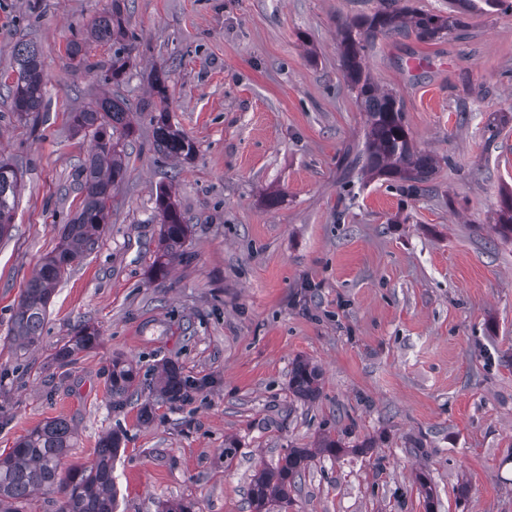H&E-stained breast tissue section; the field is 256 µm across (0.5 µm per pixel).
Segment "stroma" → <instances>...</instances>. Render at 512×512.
Here are the masks:
<instances>
[{
	"label": "stroma",
	"instance_id": "1",
	"mask_svg": "<svg viewBox=\"0 0 512 512\" xmlns=\"http://www.w3.org/2000/svg\"><path fill=\"white\" fill-rule=\"evenodd\" d=\"M112 0H0V159L23 173L0 240V453L45 420H66L67 464L123 436L118 512H249L255 471L323 436L288 512H512V8L477 4L465 36L377 39L365 65L396 92L409 135L435 170L416 195L345 169L364 114L338 51L341 24L382 0H124L135 39L121 82L112 43L66 54ZM36 44L45 109L22 119L5 87L13 49ZM168 74L174 128L191 161L155 149L142 101ZM125 99L133 132L95 249L57 284L39 342L19 348L10 317L81 201L89 138L70 112ZM189 225L183 260L154 278L156 193ZM101 342L63 366L78 323ZM322 373L297 400L291 368ZM139 372L114 408L113 360ZM179 366L190 401L157 400L159 366ZM153 403L154 418L141 408Z\"/></svg>",
	"mask_w": 512,
	"mask_h": 512
}]
</instances>
